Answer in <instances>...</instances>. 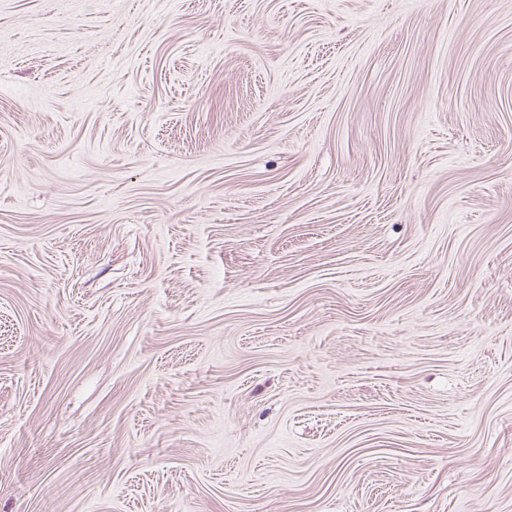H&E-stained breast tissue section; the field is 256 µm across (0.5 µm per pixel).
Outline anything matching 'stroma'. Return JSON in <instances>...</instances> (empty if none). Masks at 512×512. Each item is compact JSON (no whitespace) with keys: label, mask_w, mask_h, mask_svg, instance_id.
<instances>
[{"label":"stroma","mask_w":512,"mask_h":512,"mask_svg":"<svg viewBox=\"0 0 512 512\" xmlns=\"http://www.w3.org/2000/svg\"><path fill=\"white\" fill-rule=\"evenodd\" d=\"M0 512H512V0H0Z\"/></svg>","instance_id":"35a3bbf8"}]
</instances>
